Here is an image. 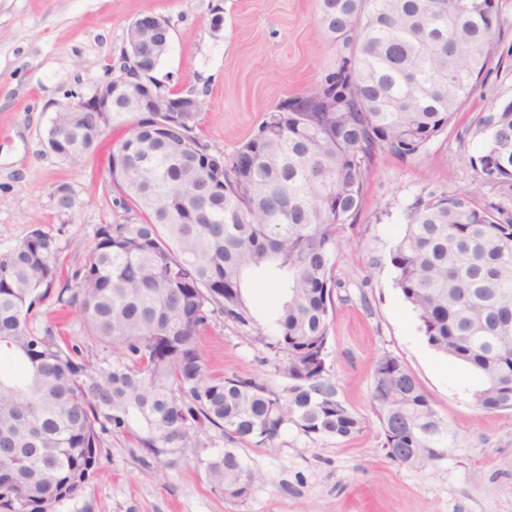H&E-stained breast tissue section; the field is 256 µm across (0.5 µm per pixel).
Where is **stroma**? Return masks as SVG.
Masks as SVG:
<instances>
[{
    "instance_id": "1",
    "label": "stroma",
    "mask_w": 512,
    "mask_h": 512,
    "mask_svg": "<svg viewBox=\"0 0 512 512\" xmlns=\"http://www.w3.org/2000/svg\"><path fill=\"white\" fill-rule=\"evenodd\" d=\"M488 71L474 96L417 155L378 152L355 225L342 234L325 370L339 399L363 418L356 438L337 441L288 428L269 450L243 446L260 474L250 495L225 498L195 460L154 471L143 453L115 435L100 470L54 512H512V413L479 408L471 367L426 342L396 285L389 253L415 197L475 194L512 216V186L487 183L472 157L483 137L477 113L512 102V0H499ZM317 0H0V250L34 228L54 236L57 264L71 275L89 259L95 231L121 211L105 177L108 153L125 134L106 129L101 149L74 165L46 146L57 104L89 97L116 67L128 26L164 17L171 43L159 79L203 101L195 135L231 154L266 111L336 71L338 48L319 35ZM221 26H213L214 16ZM70 187L75 205L59 212L52 195ZM53 323L86 359L106 356L77 305L49 296L33 327ZM211 371L253 377L274 390L288 384L286 357L265 348L257 326L214 315L200 336ZM385 354L401 359L448 427V455L435 467L404 466L381 447L372 375Z\"/></svg>"
}]
</instances>
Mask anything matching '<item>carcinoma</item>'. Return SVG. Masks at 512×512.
<instances>
[{"label":"carcinoma","mask_w":512,"mask_h":512,"mask_svg":"<svg viewBox=\"0 0 512 512\" xmlns=\"http://www.w3.org/2000/svg\"><path fill=\"white\" fill-rule=\"evenodd\" d=\"M323 35L346 52L320 84L282 100L232 154L194 135L197 113L148 118L114 112L127 128L109 153L122 219L101 225L73 283L87 326L116 358L90 362L63 347L32 310L58 279L54 239L32 230L0 251V512H45L97 471L108 437H126L162 467L177 448L224 449L206 459L229 499L260 475L238 445L274 448L293 426L350 440L365 422L325 377L340 234L355 224L378 151L418 154L477 89L491 58L499 0H319ZM49 150L77 164L96 134L58 130ZM483 151L471 158L487 182L512 183V102L478 116ZM223 166L213 182L196 164ZM389 260L419 330L439 353L471 365L475 404L512 410V217L468 192L418 197ZM261 272L280 288L263 315L264 346L287 357L288 387L207 371L198 336L213 315L257 324L246 294ZM372 399L389 459L431 467L448 454V428L397 357H380Z\"/></svg>","instance_id":"1"}]
</instances>
